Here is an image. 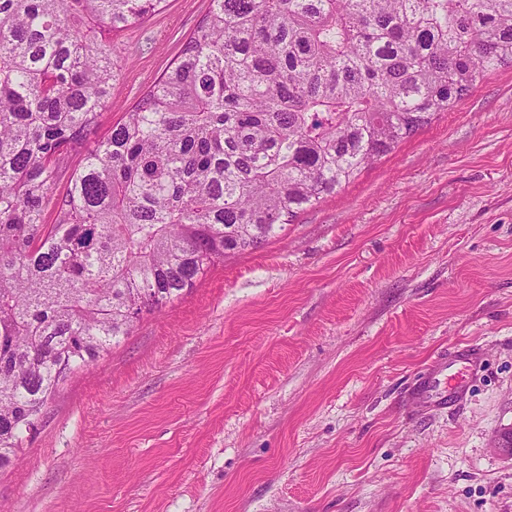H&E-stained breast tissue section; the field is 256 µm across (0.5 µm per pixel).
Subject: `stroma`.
Wrapping results in <instances>:
<instances>
[{
    "label": "stroma",
    "instance_id": "obj_1",
    "mask_svg": "<svg viewBox=\"0 0 512 512\" xmlns=\"http://www.w3.org/2000/svg\"><path fill=\"white\" fill-rule=\"evenodd\" d=\"M209 0L116 32L107 138ZM478 345L442 406L410 394ZM512 67L74 369L0 512H512Z\"/></svg>",
    "mask_w": 512,
    "mask_h": 512
}]
</instances>
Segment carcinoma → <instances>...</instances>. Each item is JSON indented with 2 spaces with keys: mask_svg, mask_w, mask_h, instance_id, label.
<instances>
[{
  "mask_svg": "<svg viewBox=\"0 0 512 512\" xmlns=\"http://www.w3.org/2000/svg\"><path fill=\"white\" fill-rule=\"evenodd\" d=\"M164 2L0 0V469L143 313L512 66V0H210L90 142L117 78L108 35ZM81 157L80 156H71L65 160L63 164H61L57 176L55 178L54 184L52 186V197L55 201L57 198L64 196L69 187L71 175L80 164Z\"/></svg>",
  "mask_w": 512,
  "mask_h": 512,
  "instance_id": "1",
  "label": "carcinoma"
}]
</instances>
